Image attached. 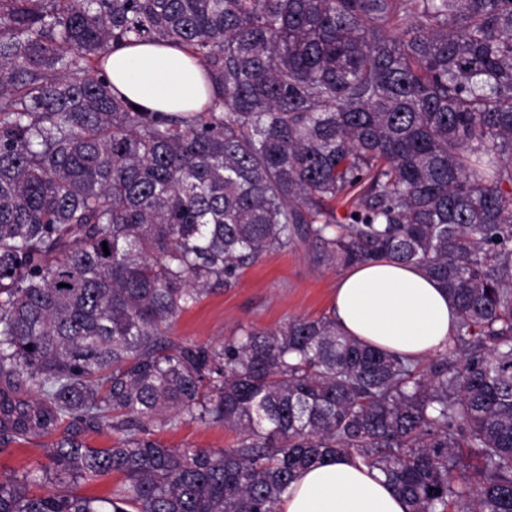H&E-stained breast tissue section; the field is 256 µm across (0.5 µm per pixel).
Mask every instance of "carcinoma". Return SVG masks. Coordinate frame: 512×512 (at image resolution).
Returning a JSON list of instances; mask_svg holds the SVG:
<instances>
[{
	"mask_svg": "<svg viewBox=\"0 0 512 512\" xmlns=\"http://www.w3.org/2000/svg\"><path fill=\"white\" fill-rule=\"evenodd\" d=\"M133 42L190 54L202 110L113 94ZM297 243L419 267L452 343L423 365L331 315L172 336ZM0 378L34 394L0 389L1 448L63 430L0 512H278L342 456L409 512H512V0H0ZM187 421L237 442L154 437ZM109 474L108 497L68 486Z\"/></svg>",
	"mask_w": 512,
	"mask_h": 512,
	"instance_id": "obj_1",
	"label": "carcinoma"
}]
</instances>
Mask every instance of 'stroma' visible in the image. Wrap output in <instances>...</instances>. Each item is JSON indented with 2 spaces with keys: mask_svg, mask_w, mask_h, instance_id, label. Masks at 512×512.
I'll return each mask as SVG.
<instances>
[{
  "mask_svg": "<svg viewBox=\"0 0 512 512\" xmlns=\"http://www.w3.org/2000/svg\"><path fill=\"white\" fill-rule=\"evenodd\" d=\"M340 275L339 269L319 264L308 245L265 253L230 286L183 312L173 334L181 340L218 343L244 327L271 330L293 317L330 313ZM156 437L171 448H226L236 441L231 430L189 421L158 431ZM50 444L47 438L10 443L0 450V476H20L45 462Z\"/></svg>",
  "mask_w": 512,
  "mask_h": 512,
  "instance_id": "stroma-1",
  "label": "stroma"
}]
</instances>
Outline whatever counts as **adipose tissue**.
<instances>
[{"label": "adipose tissue", "mask_w": 512, "mask_h": 512, "mask_svg": "<svg viewBox=\"0 0 512 512\" xmlns=\"http://www.w3.org/2000/svg\"><path fill=\"white\" fill-rule=\"evenodd\" d=\"M104 69L113 92L159 112L200 111L210 95L203 70L183 50L137 43L113 50ZM333 314L347 335L413 360L447 346L458 312L447 290L420 269L370 261L343 274ZM382 473L339 458L303 470L278 512H408Z\"/></svg>", "instance_id": "ef3b65f1"}]
</instances>
